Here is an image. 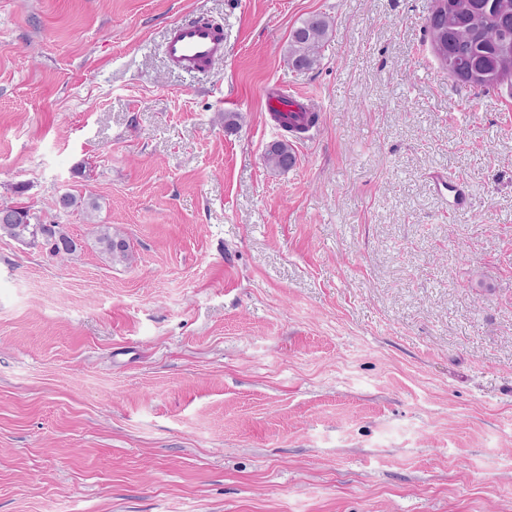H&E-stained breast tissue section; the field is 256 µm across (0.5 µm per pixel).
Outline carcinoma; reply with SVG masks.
Returning <instances> with one entry per match:
<instances>
[{
	"instance_id": "1",
	"label": "carcinoma",
	"mask_w": 512,
	"mask_h": 512,
	"mask_svg": "<svg viewBox=\"0 0 512 512\" xmlns=\"http://www.w3.org/2000/svg\"><path fill=\"white\" fill-rule=\"evenodd\" d=\"M453 0H435L428 17L426 33L431 47L446 38L450 52L438 56L448 69V75L457 83L483 92L495 90L507 83L509 78H498L497 63L506 54L512 55V0H483L480 5L479 24L471 28L448 31V12ZM330 22L323 15L304 19L291 35L288 45V61L297 70H309L319 61L318 50L328 36ZM479 72L484 78L469 79V73ZM268 166L287 171L296 163L292 146L286 141L272 143L266 153ZM56 205L63 209L81 208L86 213L96 209V204L72 194H63ZM44 248L50 258H63L76 252L77 242L61 224H44L34 219L29 209L10 207V217L0 222V236ZM97 240L114 262L129 263L133 259L127 241L112 231V225H97Z\"/></svg>"
}]
</instances>
